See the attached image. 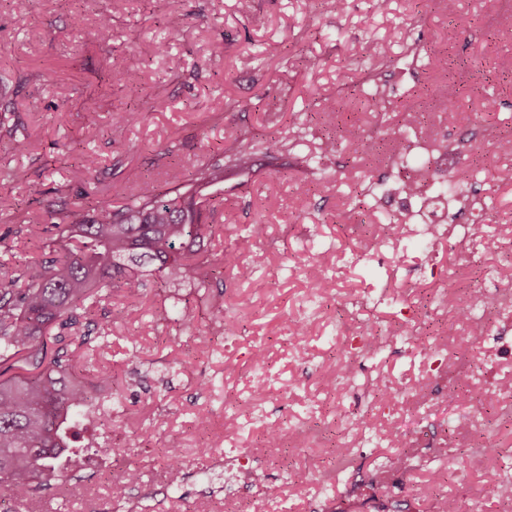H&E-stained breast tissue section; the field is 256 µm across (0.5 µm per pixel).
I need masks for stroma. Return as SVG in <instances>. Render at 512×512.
<instances>
[{"label":"stroma","instance_id":"35a3bbf8","mask_svg":"<svg viewBox=\"0 0 512 512\" xmlns=\"http://www.w3.org/2000/svg\"><path fill=\"white\" fill-rule=\"evenodd\" d=\"M495 11V0H454L449 7L435 0H345L338 13L320 0H33L17 14L0 0V95L14 99L13 121L27 141L24 152H15L0 128V225L58 223L84 198L112 202L116 183L131 192L147 185L165 192L222 159L239 128L269 139L303 129L294 149L271 159L256 155L250 171L225 179L208 247L235 248L240 259L222 283H154L141 297L110 296L96 310L106 334L90 348L81 373L112 375L104 408L114 411L115 428L137 451L118 455V464L135 465L143 487H155L165 467L164 441L177 434L191 458L252 450L257 479L278 490L269 497L239 484L228 498L185 482L170 497L157 490L158 512H208L236 499L244 512H322L327 499L344 510L349 475L373 472L381 479L362 495L384 501L385 512H435L438 495L459 487L481 512H502L486 483L492 472L512 477V417L487 407L496 451L457 483L458 466L478 440L460 445L451 424L484 397L451 396L449 381L431 368L435 351L408 333L416 314L431 309L436 289L488 280L504 261L499 240L512 233V185L486 178L495 166L487 134L512 137V17L495 18ZM104 13L112 17L107 41L95 34ZM255 17L262 26H252ZM371 40L389 44L395 56L410 44L425 55L379 70L370 81L352 62ZM218 41L220 57L212 54ZM434 54L446 58L447 71L429 66ZM116 71L134 73L135 82H113ZM474 72L479 82H472ZM446 79L461 88L451 124L431 94ZM376 83L386 87V103L372 101ZM130 110L142 120L113 141L114 116ZM89 111L98 115L93 131L84 123ZM414 111L425 115L424 136L463 141L475 159L471 180L493 201L480 228L485 250L477 264L450 265L444 237L429 255L411 242L362 250L366 229L397 209L367 197L360 207L364 225L354 227L348 214L360 182L396 183L401 176L387 161L348 145L321 157V138L335 132L337 121L357 123L389 146L405 127L403 113ZM84 151L98 159L89 172L80 165ZM299 181L310 183L308 196H297ZM258 222L265 235L254 240L249 228ZM316 261L325 280L314 291L307 270ZM218 292L231 317L228 331L214 324L206 303ZM343 297L369 298L356 324L364 336H384L388 344L362 359L355 376L338 380L333 372L354 324L339 312ZM434 328L448 331L449 346L471 359L512 343V330L471 340L453 312ZM377 377L395 391L388 401L363 389ZM228 411L238 419L229 435ZM299 423L319 430L316 447L300 452L287 439L276 457H267L268 425ZM392 431L406 434L412 462L397 474L386 469L393 450L384 438ZM340 448L348 451L343 471L335 483L320 482L315 467L333 462ZM436 448L446 457L434 459ZM420 484L428 486L427 497H414ZM110 506L102 478L83 493L69 484L50 487L40 512Z\"/></svg>","mask_w":512,"mask_h":512}]
</instances>
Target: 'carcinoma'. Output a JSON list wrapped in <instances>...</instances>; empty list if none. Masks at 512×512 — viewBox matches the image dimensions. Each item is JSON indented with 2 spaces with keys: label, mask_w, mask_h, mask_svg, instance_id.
Returning a JSON list of instances; mask_svg holds the SVG:
<instances>
[{
  "label": "carcinoma",
  "mask_w": 512,
  "mask_h": 512,
  "mask_svg": "<svg viewBox=\"0 0 512 512\" xmlns=\"http://www.w3.org/2000/svg\"><path fill=\"white\" fill-rule=\"evenodd\" d=\"M457 92L450 80L435 86L450 121L456 117ZM141 120L139 112L125 113L112 125V139L122 140L126 129ZM233 141L227 164L239 170L249 169L258 153L271 156L294 145L290 137L272 144L248 130ZM345 141L366 156L382 148L352 125L324 137L323 156L335 155ZM223 180L224 165L216 162L198 172L195 184L165 193L147 187L128 194L115 183L112 195L124 198L123 205L114 209L99 201L92 208L76 207L52 232L30 224L27 235L40 241L41 255L11 267L0 264V485L13 500L34 498L46 471L60 483L68 481L56 472V463L74 447L73 414L98 404L112 383L105 372L92 382L73 375L83 363L81 348L90 343L91 326L103 329L95 320L100 293L112 290L134 298L152 282L172 280L204 288L217 271L237 266L234 249L220 255L204 250L205 239L215 232L208 219L217 204L206 188ZM210 309L215 324L229 325L223 294L210 297ZM180 447L179 437L166 438L176 478Z\"/></svg>",
  "instance_id": "1"
}]
</instances>
